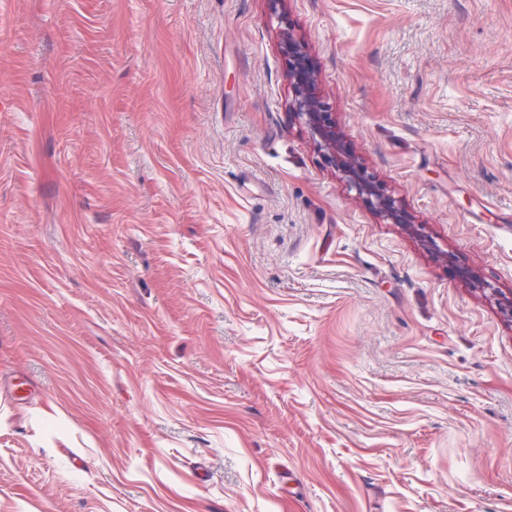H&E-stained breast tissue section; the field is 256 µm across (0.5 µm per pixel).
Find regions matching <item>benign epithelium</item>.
<instances>
[{
    "label": "benign epithelium",
    "instance_id": "benign-epithelium-1",
    "mask_svg": "<svg viewBox=\"0 0 512 512\" xmlns=\"http://www.w3.org/2000/svg\"><path fill=\"white\" fill-rule=\"evenodd\" d=\"M281 49L288 57V80L292 90L289 108L294 119L307 128L317 144L326 150L327 162L349 188L369 203L385 223L400 224L414 232L418 231L409 211L381 189L336 131L330 114L320 101L315 72L305 43L290 29L284 28L281 31ZM459 276L474 288L496 296L500 312L512 321V292L507 295L501 293L466 268L459 269Z\"/></svg>",
    "mask_w": 512,
    "mask_h": 512
}]
</instances>
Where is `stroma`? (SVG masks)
<instances>
[{
	"instance_id": "1",
	"label": "stroma",
	"mask_w": 512,
	"mask_h": 512,
	"mask_svg": "<svg viewBox=\"0 0 512 512\" xmlns=\"http://www.w3.org/2000/svg\"><path fill=\"white\" fill-rule=\"evenodd\" d=\"M459 266L512 291V0H0V512H512ZM281 49L288 57V80L292 90L291 115L308 129L317 144L326 150L327 162L351 190L364 199L387 224H401L418 231L414 218L395 198L387 195L345 144L329 112L320 101L315 72L305 43L287 27L281 31Z\"/></svg>"
}]
</instances>
